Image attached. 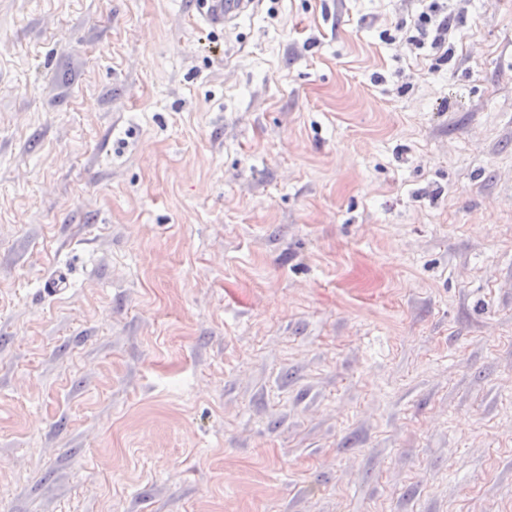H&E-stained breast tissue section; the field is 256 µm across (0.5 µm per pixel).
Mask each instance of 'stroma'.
Instances as JSON below:
<instances>
[{
  "mask_svg": "<svg viewBox=\"0 0 512 512\" xmlns=\"http://www.w3.org/2000/svg\"><path fill=\"white\" fill-rule=\"evenodd\" d=\"M452 6L0 0V512H512V0ZM207 10L203 13L211 25H229L240 19L253 8L249 0H205L202 2ZM422 10L412 20L407 31L404 32L403 23L395 27L397 33H405V42L414 51L423 50L429 43L430 49L439 50L446 41L448 27L451 26V12L446 0H424Z\"/></svg>",
  "mask_w": 512,
  "mask_h": 512,
  "instance_id": "obj_1",
  "label": "stroma"
}]
</instances>
